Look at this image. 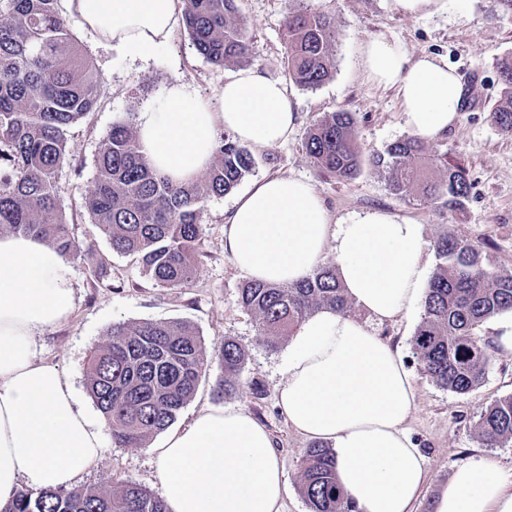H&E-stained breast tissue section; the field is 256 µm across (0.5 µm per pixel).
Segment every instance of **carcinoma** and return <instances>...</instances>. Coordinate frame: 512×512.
I'll return each mask as SVG.
<instances>
[{
    "instance_id": "carcinoma-1",
    "label": "carcinoma",
    "mask_w": 512,
    "mask_h": 512,
    "mask_svg": "<svg viewBox=\"0 0 512 512\" xmlns=\"http://www.w3.org/2000/svg\"><path fill=\"white\" fill-rule=\"evenodd\" d=\"M321 0L288 15L284 40L288 78L317 88L334 74V18ZM58 0H0V226L45 240L65 259L80 245L67 229L56 181L66 158V133L100 105L102 78L77 41ZM183 26L196 51L218 67L250 61L247 28L235 0H184ZM501 95L494 123L512 133V57L498 64ZM305 149L324 175L350 181L362 155L349 112H331L307 131ZM397 198L466 211L471 184L464 162L417 136H404L369 159ZM254 167L234 137L218 139L214 164L198 179L174 184L146 160L130 122L112 127L96 162L84 207L112 251L139 257L143 273L162 288H184L197 266L207 199L229 193ZM437 267L429 279L412 356L439 387L456 394L484 381L490 355L476 330L512 312V272H503L467 242L445 234L434 243ZM241 305L254 314L263 344L275 349L312 314L351 313L335 266L316 268L289 285L250 281ZM90 357L89 393L113 443L141 448L167 429L193 397L208 368L199 333L181 320L119 324ZM245 348L227 339L218 354L224 379L218 392L236 391ZM478 437L490 448L512 442V394L481 408ZM301 491L310 512H352L336 484L335 451L321 443L303 456ZM0 512H165L160 493L135 483L117 489H21Z\"/></svg>"
}]
</instances>
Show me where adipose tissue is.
Returning a JSON list of instances; mask_svg holds the SVG:
<instances>
[{"instance_id":"ef3b65f1","label":"adipose tissue","mask_w":512,"mask_h":512,"mask_svg":"<svg viewBox=\"0 0 512 512\" xmlns=\"http://www.w3.org/2000/svg\"><path fill=\"white\" fill-rule=\"evenodd\" d=\"M64 2L101 42L141 56L182 24L180 0ZM359 68L368 84L396 91L416 136L434 140L452 127L463 86L443 57L415 56L377 36L361 43ZM294 127L288 85L253 68L227 76L210 100L187 84L169 85L137 119L147 161L176 182L208 169L220 131L264 148L286 141ZM224 250L251 279L279 284L304 278L332 254L347 295L370 320L410 315L425 291L420 224L380 211L334 218L301 178L266 177L240 195L225 221ZM72 308L64 258L33 238L0 236V506L24 486L77 485L101 453V433L62 372L32 350L36 333ZM282 369L281 414L302 437L333 446L354 512H413L428 468L406 427L416 389L402 351L368 322L322 310L291 337ZM153 456L167 512H282L283 467L269 431L245 410H201ZM432 512H512V466L489 455L459 466Z\"/></svg>"}]
</instances>
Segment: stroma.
Instances as JSON below:
<instances>
[{"label": "stroma", "mask_w": 512, "mask_h": 512, "mask_svg": "<svg viewBox=\"0 0 512 512\" xmlns=\"http://www.w3.org/2000/svg\"><path fill=\"white\" fill-rule=\"evenodd\" d=\"M447 2L442 12L410 16L398 10L394 0H325L326 8L336 16L334 77L313 90L294 87L297 124L293 132L287 141L253 149L256 165L241 181V189L272 174L304 178L316 187L334 216L375 210L406 216L421 224L426 243L448 232L474 245L498 268L512 271V134L499 131L490 118V110L500 98L497 64L512 56V10L500 0H467L462 8L456 0ZM236 5L250 31L252 67L286 79L284 24L289 13L299 9V0H237ZM73 31L102 77V105L70 128L67 162L56 183L69 233L81 247L69 261L74 307L66 320L34 336L33 349L37 360L58 366L79 409L101 430L102 454L82 483L113 487L133 482L157 489L148 447L118 448L113 444L87 389V363L112 325L179 319L199 333L210 367L193 398L178 413L177 422L187 421L204 407L247 410L269 430L283 466L288 486L284 512H309L300 489L309 442L288 426L276 405L283 380V352L261 343L254 315L240 303V289L248 277L224 252V218L236 193L206 201L202 258L189 286L174 289L157 287L143 274L137 256L112 252L82 208L102 143L115 124L137 119L176 81L189 84L202 97H214L227 72L206 62L182 28L148 59L112 50L81 25H74ZM375 35L400 40L416 55L447 57L462 77L461 110L455 126L439 143L449 153L461 156L468 168L471 195L464 217L434 204L396 198L367 166L351 181L323 177L306 152L308 128L329 112L352 113L358 142L367 157L408 135L395 92L365 83L359 71V44ZM100 265L106 276L99 282L93 271ZM419 322L415 313L375 325L374 330L401 348L414 378L417 400L407 427L426 454L429 468L415 512H430L455 468L483 454L477 414L492 400L512 394V356L492 354L487 376L477 390L464 395L444 390L419 370L412 357L411 340ZM227 339L245 346L247 356L237 376V392L224 397L218 392L223 372L215 360L220 344Z\"/></svg>", "instance_id": "obj_1"}]
</instances>
